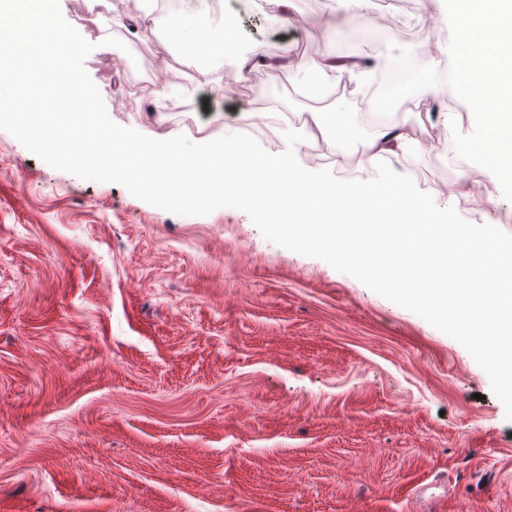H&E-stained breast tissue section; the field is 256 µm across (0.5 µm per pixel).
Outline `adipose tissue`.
<instances>
[{
	"instance_id": "obj_1",
	"label": "adipose tissue",
	"mask_w": 512,
	"mask_h": 512,
	"mask_svg": "<svg viewBox=\"0 0 512 512\" xmlns=\"http://www.w3.org/2000/svg\"><path fill=\"white\" fill-rule=\"evenodd\" d=\"M435 13H428L425 0H418V14L429 17L422 35L408 39L400 30L387 28L383 39L374 41L369 33L377 25L373 0H334L332 14L337 27L353 32L359 49L352 59L336 61L327 57L293 59L294 43L279 46L270 54L265 43L256 41L246 47H232L231 62L223 66L204 57L196 61V76L191 86L181 89L162 87L159 100L170 96L189 97L204 90L216 100L224 97V79L245 77L261 68L277 63L288 65L298 89H306L311 80H318L326 89L351 86L363 90L380 87L373 104L380 112L379 120L369 124V141L357 166L335 173L331 168L309 166L303 159V148L313 126L320 122L318 113H311L301 125L289 127L256 145L262 164V175L271 192L283 186L300 188L317 200L344 203L350 200L400 202L414 219L410 231L420 235L431 230H451L459 243L472 246L486 242L483 251V299L501 306L512 305V292H501L498 279L512 276V235L489 221L473 218L469 209L458 200L421 192L408 170L387 169L386 156L406 152L410 145L408 128L414 122L411 112L399 111L401 101L430 103L435 111L430 116L433 126L442 128L441 147L452 154L460 180L482 187L494 204L512 206V172H502L484 152L482 145L491 136V128L475 124L462 128L460 110H468L473 102L465 90L463 60L466 48L461 40H449L448 32L457 26L452 0H435ZM472 280L469 268H460L453 281L444 284L443 292L454 306L446 327L450 340L466 344L473 362L485 368L490 378L512 391V337L498 336L493 347L470 334L473 310L467 285Z\"/></svg>"
}]
</instances>
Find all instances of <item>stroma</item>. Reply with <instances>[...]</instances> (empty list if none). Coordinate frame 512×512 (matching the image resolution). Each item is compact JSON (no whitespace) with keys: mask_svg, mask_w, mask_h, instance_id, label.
<instances>
[{"mask_svg":"<svg viewBox=\"0 0 512 512\" xmlns=\"http://www.w3.org/2000/svg\"><path fill=\"white\" fill-rule=\"evenodd\" d=\"M59 3L121 127L215 139L262 88L288 113L320 107L308 165L332 162L334 128L347 162L363 151L366 94L315 104L284 69L151 111L157 85L191 82L193 54L85 30V0ZM238 23L321 54L312 29ZM404 109L420 148L387 167L512 232V207L466 192L431 147V106ZM0 512H512V401L465 347L246 212L173 214L0 130Z\"/></svg>","mask_w":512,"mask_h":512,"instance_id":"stroma-1","label":"stroma"}]
</instances>
